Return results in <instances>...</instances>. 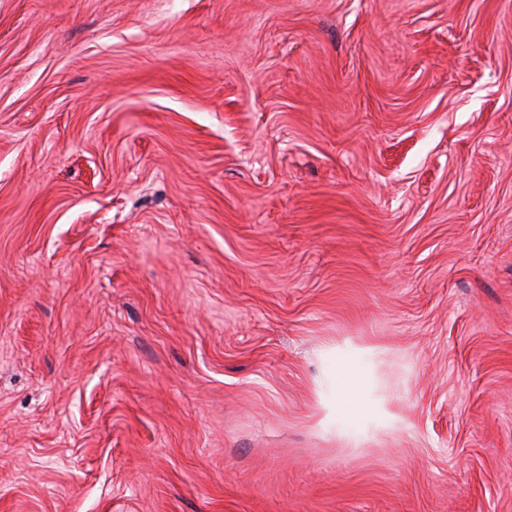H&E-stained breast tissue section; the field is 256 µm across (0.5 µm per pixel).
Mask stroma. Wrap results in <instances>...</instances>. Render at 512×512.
Instances as JSON below:
<instances>
[{"mask_svg": "<svg viewBox=\"0 0 512 512\" xmlns=\"http://www.w3.org/2000/svg\"><path fill=\"white\" fill-rule=\"evenodd\" d=\"M0 512H512V0H0Z\"/></svg>", "mask_w": 512, "mask_h": 512, "instance_id": "stroma-1", "label": "stroma"}]
</instances>
